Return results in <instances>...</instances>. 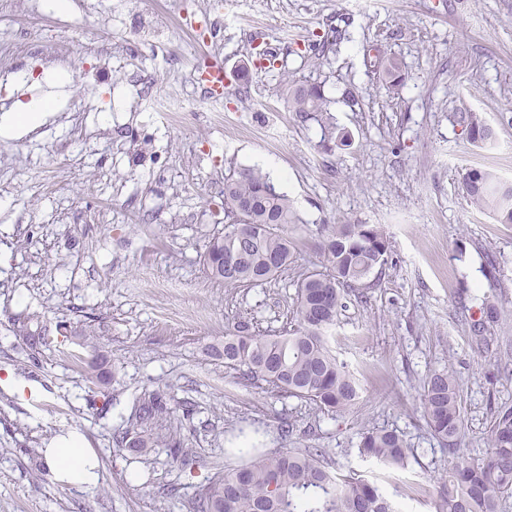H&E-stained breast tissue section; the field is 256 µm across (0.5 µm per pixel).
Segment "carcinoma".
<instances>
[{
	"label": "carcinoma",
	"instance_id": "1",
	"mask_svg": "<svg viewBox=\"0 0 512 512\" xmlns=\"http://www.w3.org/2000/svg\"><path fill=\"white\" fill-rule=\"evenodd\" d=\"M373 67L389 82H401L399 66L377 53ZM288 111L320 126L331 139L328 100L319 85L288 89ZM470 142L485 147L493 129L470 116ZM470 204L488 212L499 224H512V183L502 182L487 169L470 168L462 177ZM224 212L230 223L213 238L204 254L209 275L227 286L258 285L288 270L294 243L286 227L298 221L288 197L276 192L260 169L245 166L224 177ZM322 250L327 265L313 270L296 285L295 323L285 333L260 336L236 329L214 348L224 366L269 389L305 400L334 414L353 406L360 387L348 366L329 347V332L346 308L347 296L363 297L364 281L387 264L389 243L377 224H333L324 228ZM31 350L45 345L47 325L34 315L21 327ZM422 416L433 436L455 458L440 478L435 512H502L512 494V408L498 412L488 438L487 457L480 462L458 459L463 423L459 390L447 370L431 373L423 383ZM169 409L159 393H150L139 406L128 448L140 453L164 445L184 469L192 454L171 436L155 431ZM261 443L245 438L237 452L246 463L217 469L196 500L195 512H404L396 495L357 474L342 475L325 466L319 448L260 450ZM361 457L390 468L409 466L414 449L394 430L367 429L358 444Z\"/></svg>",
	"mask_w": 512,
	"mask_h": 512
}]
</instances>
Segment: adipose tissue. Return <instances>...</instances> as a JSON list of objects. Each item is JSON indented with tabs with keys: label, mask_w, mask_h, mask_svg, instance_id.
Returning a JSON list of instances; mask_svg holds the SVG:
<instances>
[{
	"label": "adipose tissue",
	"mask_w": 512,
	"mask_h": 512,
	"mask_svg": "<svg viewBox=\"0 0 512 512\" xmlns=\"http://www.w3.org/2000/svg\"><path fill=\"white\" fill-rule=\"evenodd\" d=\"M44 458L60 483L82 487L94 485L99 479V462L78 434L56 437Z\"/></svg>",
	"instance_id": "1"
}]
</instances>
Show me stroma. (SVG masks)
Masks as SVG:
<instances>
[{
    "mask_svg": "<svg viewBox=\"0 0 512 512\" xmlns=\"http://www.w3.org/2000/svg\"><path fill=\"white\" fill-rule=\"evenodd\" d=\"M336 44L314 57L329 29ZM381 46L400 66L393 86L369 64ZM224 63V125L185 113L166 125L151 99L202 102L197 79ZM66 79L48 84V69ZM0 113L51 98L36 129L0 134V512H194L216 468L233 467L239 433L265 448L322 449L341 474L388 476L405 512H434L448 455L419 405L430 372L452 373L464 424L460 456L485 458L501 408L512 407V224L472 208L466 169L512 182V0H0ZM292 84H318L337 131L288 111ZM358 105L348 106L346 92ZM496 132L470 143L462 114ZM256 166L299 217L288 271L230 287L203 269L223 234L224 176ZM378 224L390 243L382 274L351 299L331 347L361 387L328 415L243 381L212 348L243 325L274 336L293 324L295 284L323 269L327 224ZM488 297L500 319L478 347L469 320ZM35 313L51 340L25 348ZM104 356L98 388L67 358ZM165 395L164 428L192 448L131 452L144 393ZM293 427L281 440V423ZM368 428L395 430L417 457L386 474L358 453ZM75 432L100 463L91 487L55 481L44 450Z\"/></svg>",
    "mask_w": 512,
    "mask_h": 512,
    "instance_id": "1",
    "label": "stroma"
}]
</instances>
